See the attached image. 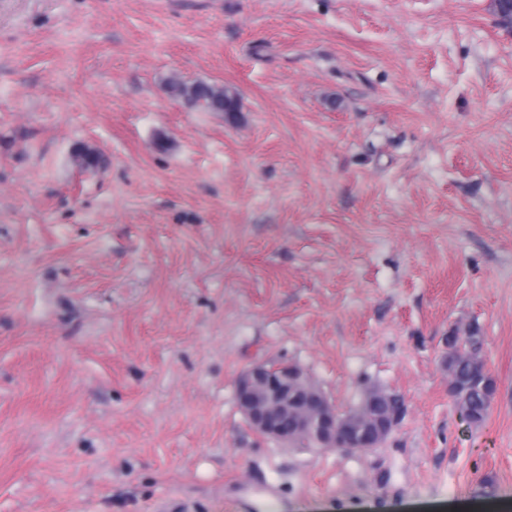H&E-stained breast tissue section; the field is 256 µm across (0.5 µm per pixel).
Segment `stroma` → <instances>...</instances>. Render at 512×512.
Here are the masks:
<instances>
[{"label":"stroma","mask_w":512,"mask_h":512,"mask_svg":"<svg viewBox=\"0 0 512 512\" xmlns=\"http://www.w3.org/2000/svg\"><path fill=\"white\" fill-rule=\"evenodd\" d=\"M234 90L236 120L169 97ZM105 163L79 167V146ZM476 326L496 398L448 395ZM302 365L378 448H289ZM512 500V25L495 0H0V512ZM383 402L372 411V400ZM237 405L258 434L287 446L361 451L379 447L398 425L404 405L380 389L365 392L354 408L339 411L299 364L256 362L239 377Z\"/></svg>","instance_id":"1"}]
</instances>
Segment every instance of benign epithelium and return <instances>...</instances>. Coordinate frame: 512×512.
<instances>
[{"label": "benign epithelium", "mask_w": 512, "mask_h": 512, "mask_svg": "<svg viewBox=\"0 0 512 512\" xmlns=\"http://www.w3.org/2000/svg\"><path fill=\"white\" fill-rule=\"evenodd\" d=\"M237 405L258 434L287 446L361 451L379 447L398 425L404 405L371 389L354 408L339 411L307 371L292 362H256L239 377Z\"/></svg>", "instance_id": "obj_1"}]
</instances>
